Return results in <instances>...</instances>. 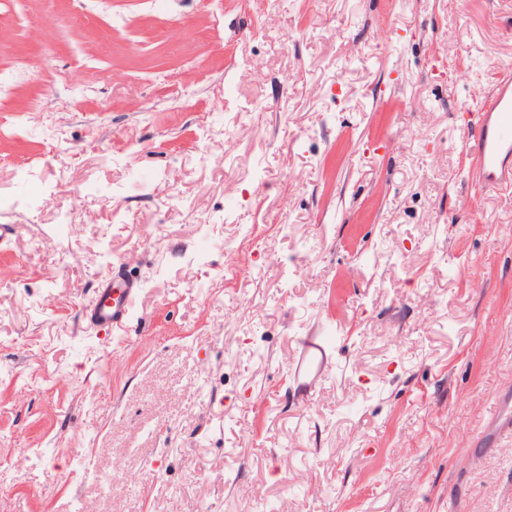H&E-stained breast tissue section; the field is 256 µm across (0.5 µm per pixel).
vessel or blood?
Listing matches in <instances>:
<instances>
[{"label": "vessel or blood", "mask_w": 512, "mask_h": 512, "mask_svg": "<svg viewBox=\"0 0 512 512\" xmlns=\"http://www.w3.org/2000/svg\"><path fill=\"white\" fill-rule=\"evenodd\" d=\"M477 160L478 183L487 191H512V69H507L495 89L484 97L478 129L469 142ZM135 294L132 284L112 277L103 282L91 319L102 326L119 324ZM333 347L326 337L308 336L290 365L302 391H310L323 376Z\"/></svg>", "instance_id": "vessel-or-blood-1"}]
</instances>
